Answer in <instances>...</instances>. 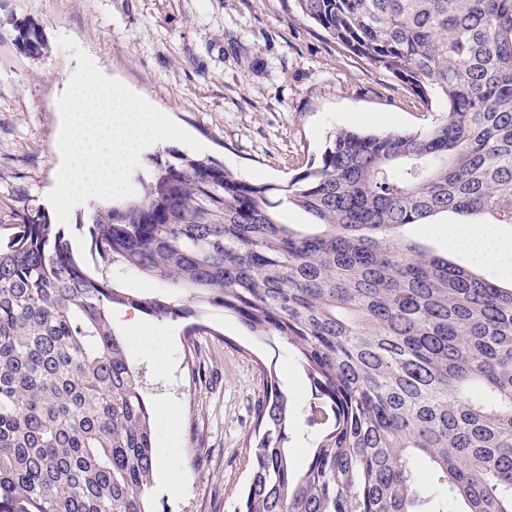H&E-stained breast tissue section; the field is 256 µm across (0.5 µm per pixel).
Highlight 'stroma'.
Instances as JSON below:
<instances>
[{
	"mask_svg": "<svg viewBox=\"0 0 512 512\" xmlns=\"http://www.w3.org/2000/svg\"><path fill=\"white\" fill-rule=\"evenodd\" d=\"M35 23L46 48L22 53L13 20ZM72 38L108 77L123 82L200 141L201 159L251 182L282 183L319 159L340 128L414 131L441 111L396 79L338 46L294 0H0V236L30 205L48 206L61 162L58 99L78 66L59 36ZM463 216L416 224L409 235L454 262L449 226ZM88 208L64 230L93 274ZM148 325L159 362L130 356L152 410L177 407L155 445L178 448L172 494L149 489L152 512H236L250 476L255 412L275 379L292 413L288 445L304 467L321 431L309 421L311 382L293 348L249 333L231 314L195 305L185 319ZM195 334H187L189 326Z\"/></svg>",
	"mask_w": 512,
	"mask_h": 512,
	"instance_id": "stroma-1",
	"label": "stroma"
}]
</instances>
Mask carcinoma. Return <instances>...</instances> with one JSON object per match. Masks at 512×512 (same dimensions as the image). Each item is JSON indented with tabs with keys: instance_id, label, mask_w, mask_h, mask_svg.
<instances>
[{
	"instance_id": "carcinoma-1",
	"label": "carcinoma",
	"mask_w": 512,
	"mask_h": 512,
	"mask_svg": "<svg viewBox=\"0 0 512 512\" xmlns=\"http://www.w3.org/2000/svg\"><path fill=\"white\" fill-rule=\"evenodd\" d=\"M295 2L442 113L339 129L285 184L154 155L135 195L92 205L90 233L105 264L169 292L89 275L45 208L18 214L0 240V512H150L154 418L112 316L185 318L179 291L284 340L318 392L300 470L288 397L266 385L238 512H512V287L405 234L448 212L512 225V0ZM123 288L135 293H158L164 291L166 284L162 281L149 279L135 272H128L120 279Z\"/></svg>"
}]
</instances>
